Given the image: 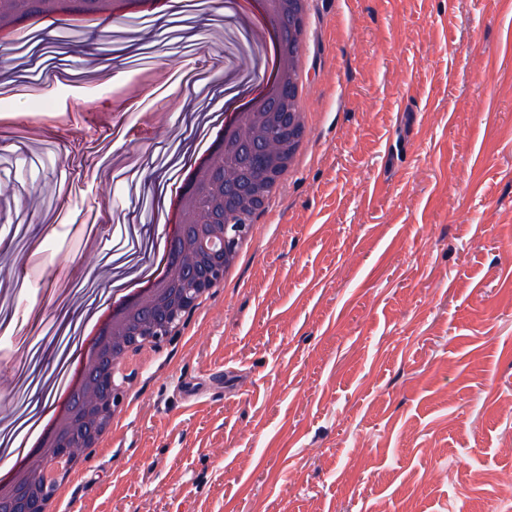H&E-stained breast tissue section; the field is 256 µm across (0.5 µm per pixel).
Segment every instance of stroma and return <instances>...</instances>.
I'll list each match as a JSON object with an SVG mask.
<instances>
[{
    "mask_svg": "<svg viewBox=\"0 0 512 512\" xmlns=\"http://www.w3.org/2000/svg\"><path fill=\"white\" fill-rule=\"evenodd\" d=\"M224 15L173 0L13 31L0 113L43 120L0 125V216L59 259L9 334L43 346L45 385L59 323L163 244L162 179L223 115V64L256 51ZM306 52L316 148L186 335L131 363L137 401L70 488L80 512H512V0H312ZM90 191L75 268L60 231Z\"/></svg>",
    "mask_w": 512,
    "mask_h": 512,
    "instance_id": "1",
    "label": "stroma"
}]
</instances>
